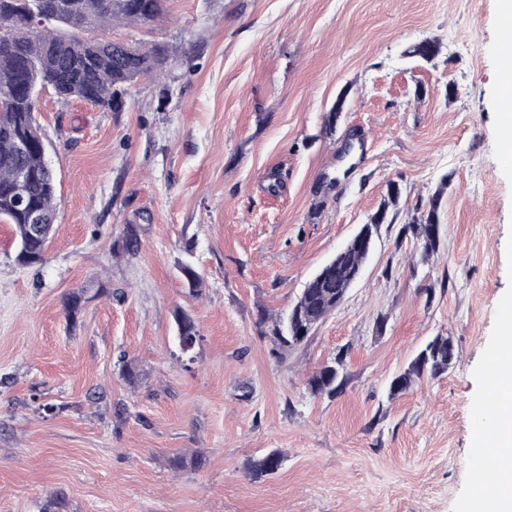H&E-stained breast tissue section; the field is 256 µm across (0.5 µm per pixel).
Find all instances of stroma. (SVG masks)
<instances>
[{
	"label": "stroma",
	"instance_id": "obj_1",
	"mask_svg": "<svg viewBox=\"0 0 512 512\" xmlns=\"http://www.w3.org/2000/svg\"><path fill=\"white\" fill-rule=\"evenodd\" d=\"M97 35L176 58L118 112L38 95L58 208L40 265L16 262L0 223V512H39L54 491L71 512H468L512 304L498 0H168L154 23ZM425 38L439 55L406 57ZM391 182L404 208L346 301L271 356L260 311H288ZM443 182L426 257L401 230ZM178 311L200 334L185 354ZM438 335L448 372L390 395ZM337 357L340 392L312 395ZM273 450L280 469L252 479Z\"/></svg>",
	"mask_w": 512,
	"mask_h": 512
}]
</instances>
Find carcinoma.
Wrapping results in <instances>:
<instances>
[{"mask_svg": "<svg viewBox=\"0 0 512 512\" xmlns=\"http://www.w3.org/2000/svg\"><path fill=\"white\" fill-rule=\"evenodd\" d=\"M40 0H0V223L10 224L17 238L16 261L22 266L44 260L47 242L31 231L29 212L42 213L47 223L56 219V180L42 153V136L35 121L38 92L52 89L66 99L76 98L103 109L123 108L128 88L143 76L163 69L173 51L163 43L145 46L124 42H105L86 37V33L107 24H146L159 19L167 0H49L53 4L46 19L47 26L23 29L28 17L38 9ZM436 39L413 44L409 54L431 60L439 53ZM29 144L27 152L18 153L20 142ZM29 175L27 199L23 206L15 203L10 188L18 170ZM443 191L432 196L426 211L413 217L403 231L412 235L424 253L436 251L438 240L432 237L431 226L440 223L439 209ZM401 191L394 184L377 211L373 223L384 224L389 210L398 206ZM366 260L355 244L348 245L333 271L321 280L307 284L301 301L300 318L317 323L336 310L338 297L350 284L353 273ZM295 315H279L270 319L264 335L273 343V353L284 357L296 348L288 336ZM449 338L437 336L416 357L413 364L395 377L390 385L396 395L408 390L425 374L440 375L448 370L455 352L448 346ZM327 369L321 368L308 380L316 395H333L340 384ZM280 453L273 451L250 461V477L276 473L281 464ZM39 512H71L65 494L45 496Z\"/></svg>", "mask_w": 512, "mask_h": 512, "instance_id": "cac0c4a2", "label": "carcinoma"}]
</instances>
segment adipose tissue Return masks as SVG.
Here are the masks:
<instances>
[{
    "label": "adipose tissue",
    "instance_id": "ef3b65f1",
    "mask_svg": "<svg viewBox=\"0 0 512 512\" xmlns=\"http://www.w3.org/2000/svg\"><path fill=\"white\" fill-rule=\"evenodd\" d=\"M489 373L494 382L493 420L474 447L487 457L491 479L508 493L481 499L479 512H512V355L503 354L492 361Z\"/></svg>",
    "mask_w": 512,
    "mask_h": 512
}]
</instances>
